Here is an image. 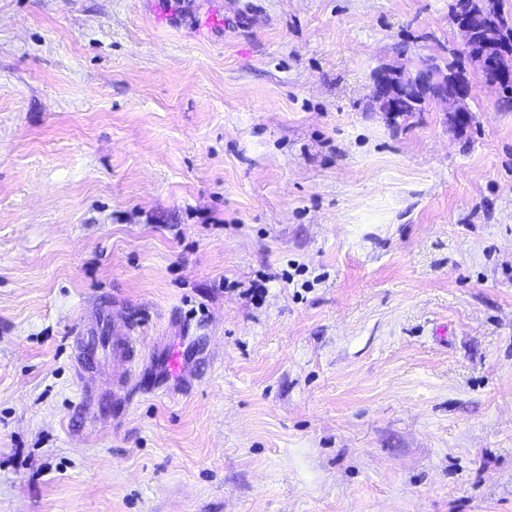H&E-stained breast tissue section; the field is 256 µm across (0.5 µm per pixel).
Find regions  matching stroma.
I'll return each mask as SVG.
<instances>
[{"instance_id": "obj_1", "label": "stroma", "mask_w": 512, "mask_h": 512, "mask_svg": "<svg viewBox=\"0 0 512 512\" xmlns=\"http://www.w3.org/2000/svg\"><path fill=\"white\" fill-rule=\"evenodd\" d=\"M454 3L0 0V512H512V106L371 103ZM111 316V309L98 308L94 320L79 330L73 341V361L79 375H84L90 368L95 367L97 358L123 362L129 367L128 373L116 380L123 388L136 374L132 369L141 360L143 336L128 322H123L121 326L114 324L111 336H100L104 327L111 331Z\"/></svg>"}]
</instances>
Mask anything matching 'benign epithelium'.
I'll use <instances>...</instances> for the list:
<instances>
[{
    "label": "benign epithelium",
    "mask_w": 512,
    "mask_h": 512,
    "mask_svg": "<svg viewBox=\"0 0 512 512\" xmlns=\"http://www.w3.org/2000/svg\"><path fill=\"white\" fill-rule=\"evenodd\" d=\"M461 42L457 51L471 56L483 84L493 90L512 81V43L500 38V13L486 0H473L455 16ZM472 84L464 71L448 69L433 59L396 62L374 74L372 103L390 118L423 112L437 103L456 121H466Z\"/></svg>",
    "instance_id": "7a95c632"
}]
</instances>
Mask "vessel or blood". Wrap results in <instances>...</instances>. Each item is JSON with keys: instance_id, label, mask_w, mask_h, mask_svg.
<instances>
[{"instance_id": "1", "label": "vessel or blood", "mask_w": 512, "mask_h": 512, "mask_svg": "<svg viewBox=\"0 0 512 512\" xmlns=\"http://www.w3.org/2000/svg\"><path fill=\"white\" fill-rule=\"evenodd\" d=\"M111 316V309H98L94 320L75 336L73 361L78 374L87 373L101 359L120 361L132 369L139 363L141 336L129 324L112 325Z\"/></svg>"}]
</instances>
